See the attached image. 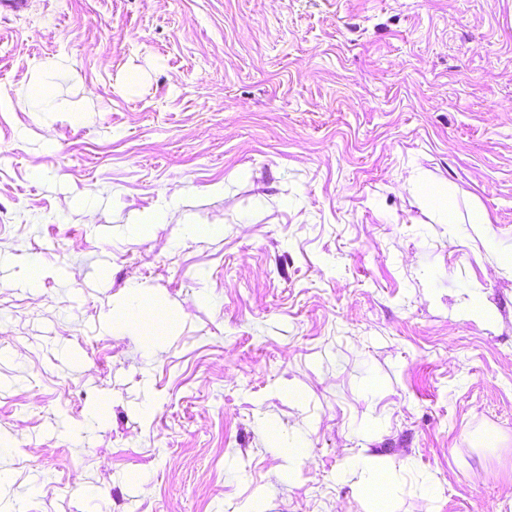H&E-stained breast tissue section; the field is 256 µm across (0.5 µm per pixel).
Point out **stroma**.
Returning a JSON list of instances; mask_svg holds the SVG:
<instances>
[{"instance_id": "1", "label": "stroma", "mask_w": 512, "mask_h": 512, "mask_svg": "<svg viewBox=\"0 0 512 512\" xmlns=\"http://www.w3.org/2000/svg\"><path fill=\"white\" fill-rule=\"evenodd\" d=\"M1 100L0 512H512V0H30Z\"/></svg>"}]
</instances>
